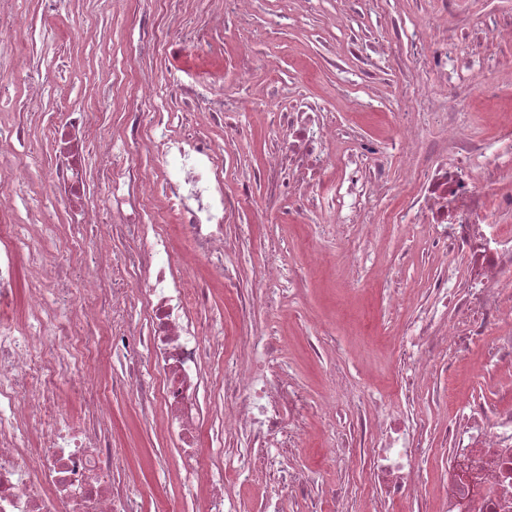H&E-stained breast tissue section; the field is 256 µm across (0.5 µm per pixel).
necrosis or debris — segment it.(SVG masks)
<instances>
[{"label": "necrosis or debris", "mask_w": 512, "mask_h": 512, "mask_svg": "<svg viewBox=\"0 0 512 512\" xmlns=\"http://www.w3.org/2000/svg\"><path fill=\"white\" fill-rule=\"evenodd\" d=\"M255 29L256 0H150L137 20L136 67L145 75L121 124L82 101L65 103L45 129L57 145L54 164L19 150L25 128L0 113V512H143L129 488L136 470L110 454V403L97 393L100 350L124 359L117 387L133 394L143 417L161 410L165 432L180 448V470L201 491L198 512H239L210 445L221 431L235 452L233 480L262 476L273 490L270 512L308 503L307 512H393L425 482V455L444 460L433 500L417 512H512V388L491 405L456 407L450 386L435 402L452 412L423 448L429 427L419 414H402L388 395L351 389L312 403L308 392L278 362L272 326L255 308L280 309L277 286L284 266L275 240L261 243L249 280L237 278L228 259L235 249L228 225L251 216L316 223L323 231L309 249L318 267L333 254L345 260L342 289L367 291L358 271L386 292L389 310L410 309L396 328L382 329L401 372L400 396L418 398L436 370L480 351L486 363L512 364V113L473 127L459 121L462 106L497 105L512 91V55L494 50L512 41V12L474 13L458 0H432V25H413L406 38L376 33L392 27L408 0H340L324 30L333 57L392 65L401 87L400 111L377 112L372 100H345L340 84L320 98L304 95L310 75L299 72L288 97L254 98V111H277L280 130L269 145L262 179L242 177L236 193L224 190L223 172L242 144L233 91L218 89L209 71L188 83L170 80L169 108L155 102L162 82L150 59L162 45L220 58L238 86L258 70L275 71L273 57L244 49L271 38L307 15L313 0H280ZM27 0H0V77L21 70L12 47L22 38ZM242 44L227 52L219 22ZM349 35L334 41V31ZM481 66L484 77L473 75ZM347 102L337 122L323 101ZM98 157L96 204L84 206L83 148ZM62 208L81 205L78 227L91 231L79 246L44 243L56 217L42 211L18 218L16 197L33 182ZM399 225L421 243L436 270L420 300L417 286L397 265H371L373 228ZM188 242L178 250L175 238ZM463 256L466 270L455 258ZM235 301L238 329L232 354L203 318L210 281ZM78 399L84 419L62 415L61 391ZM357 419L337 433L343 407ZM329 434L324 465L361 467L380 494L352 510L345 489L320 485L314 471L284 470V454L303 448L311 420ZM254 447L239 448L240 436Z\"/></svg>", "instance_id": "1"}]
</instances>
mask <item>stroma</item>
<instances>
[{
    "label": "stroma",
    "instance_id": "35a3bbf8",
    "mask_svg": "<svg viewBox=\"0 0 512 512\" xmlns=\"http://www.w3.org/2000/svg\"><path fill=\"white\" fill-rule=\"evenodd\" d=\"M54 8L55 21H45L41 0H31L26 37L19 48L20 53L27 55L29 66L21 70L13 81L10 99L25 98L32 77L47 69L58 71L60 79L39 89L45 111H56L66 99L108 106L128 98L132 86L141 77L139 71L131 69L128 61V50L138 37L134 20L123 14L97 12V22L112 31L111 41L102 44L88 37H69L68 26L81 13L77 0H56ZM333 12L332 0H321L315 18H303L297 26L281 31L274 40L250 44L249 50L253 55H268L278 62L276 72L259 71L253 91L277 90L286 86L299 70L306 69L313 74L305 87L307 94H320L322 84L341 80L349 97L365 98V84L349 75L346 61H330L321 44L304 40V34L311 29L313 22L328 21ZM105 54L112 59V70L102 75L98 72L99 60ZM152 65L185 82L190 81L195 72L205 69L214 74L219 85L229 87L233 84L232 76L225 71L222 62L177 55L169 49L157 51ZM254 121L253 114L241 112L240 124L254 126L255 132L244 142L239 164L252 169L260 167L269 140L278 127V118L274 115L269 116L268 124L263 128L255 127ZM230 232L239 241L238 251L231 261L246 278L252 275L263 237L274 236L282 241V262L289 272L304 263L305 247L312 238V227L308 224L241 223L232 225ZM378 238L384 246L381 261L399 263L406 278L418 285H426L433 267L422 248L409 245L399 231L385 224L380 226ZM342 271L343 265L338 262L329 273L304 283L299 298L292 305L291 321L278 329L283 360L317 399L331 392L330 373L334 370L342 374L351 387L362 389L369 385L381 393L396 388L399 376L395 364L384 359L365 363L361 337L349 332L353 325L396 323V316L385 310L378 295L355 305L346 304L337 288ZM316 320L335 325V351L319 356L313 353L312 347L319 341L312 326ZM510 382L512 366L485 365L475 361L471 364L464 389L457 391L456 396L464 403L479 399L491 401L496 399L500 386ZM109 399L112 403V448L117 456L128 460L133 468L140 471L141 479L133 485L132 492L142 500L145 512H155L159 507L166 508L167 512H192L199 493L196 487L179 477L178 450L162 432L158 417L141 418L132 396L113 392ZM321 443L320 426L312 424L309 444L285 456L284 468L319 469V482L326 486L357 481V472L319 467Z\"/></svg>",
    "mask_w": 512,
    "mask_h": 512
}]
</instances>
